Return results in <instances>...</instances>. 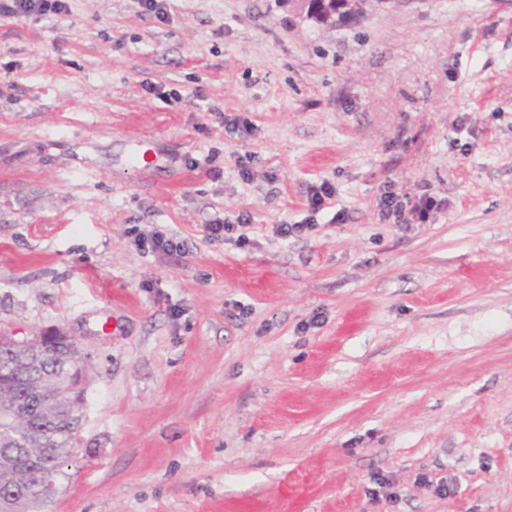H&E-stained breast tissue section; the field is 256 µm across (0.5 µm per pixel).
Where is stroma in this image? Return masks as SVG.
<instances>
[{"label": "stroma", "instance_id": "35a3bbf8", "mask_svg": "<svg viewBox=\"0 0 512 512\" xmlns=\"http://www.w3.org/2000/svg\"><path fill=\"white\" fill-rule=\"evenodd\" d=\"M69 7L0 21V329L89 357L47 512H512V0ZM344 10L343 1L339 0L329 1L327 5H323L322 2L311 3L305 16L307 20H311L316 24L333 25L339 23L338 18L344 14ZM442 206L441 200L423 194L410 198L396 192L393 186H387L381 194L377 207L380 219L388 221L391 217L394 224H423L433 211H438ZM222 224H210L207 225L206 230L209 231L208 236L213 237L218 240L224 235V239L227 234L233 231H237L239 227H248L252 224L250 223L249 216H245L243 214H238L237 216L230 218L229 216H224V221Z\"/></svg>", "mask_w": 512, "mask_h": 512}]
</instances>
